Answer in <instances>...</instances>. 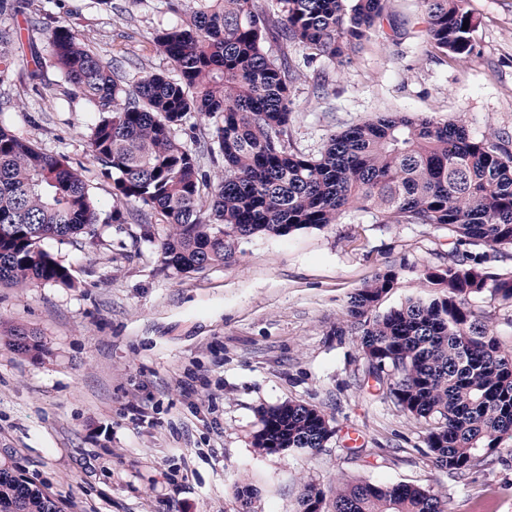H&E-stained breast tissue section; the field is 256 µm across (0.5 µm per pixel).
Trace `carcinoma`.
Masks as SVG:
<instances>
[{"label":"carcinoma","mask_w":512,"mask_h":512,"mask_svg":"<svg viewBox=\"0 0 512 512\" xmlns=\"http://www.w3.org/2000/svg\"><path fill=\"white\" fill-rule=\"evenodd\" d=\"M386 0H176L182 23L154 43L172 77L147 72L127 88L110 65L66 25L47 33V52L65 81L104 113L92 128L91 156L113 176L114 195L161 213L169 226L164 264L178 273L230 260L260 233L284 236L335 224L347 210H372L381 224H438L473 250L424 270L442 293L382 315L376 308L399 279L389 268L357 289L336 335L352 334L367 375L384 399L424 420L440 469L463 474L512 434V351L501 349L467 299L490 291L512 300V276L486 267L512 249V153L493 133L477 140L460 122L383 112L330 137L316 155L288 142L295 70L288 47L344 67L352 49L379 32ZM467 0H421L427 55L463 60L475 23ZM469 20L468 28L463 21ZM278 47L272 54L269 45ZM218 116L209 150L224 178L211 185L196 153L176 137L188 114ZM212 189L208 207L201 193ZM99 215L82 174L65 160L0 128V283L70 281L42 246L92 234ZM19 354L40 355L37 334L5 332ZM260 453L308 452L334 434L320 410L288 402L260 412ZM324 493L304 488L302 512H321ZM332 512H447L416 485L341 482ZM0 512H61L56 501L13 468L0 466Z\"/></svg>","instance_id":"carcinoma-1"}]
</instances>
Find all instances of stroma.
Listing matches in <instances>:
<instances>
[{"instance_id": "35a3bbf8", "label": "stroma", "mask_w": 512, "mask_h": 512, "mask_svg": "<svg viewBox=\"0 0 512 512\" xmlns=\"http://www.w3.org/2000/svg\"><path fill=\"white\" fill-rule=\"evenodd\" d=\"M170 3L22 0L0 16L16 31L13 61L0 63V126L81 171L101 215L94 235L45 243L69 283L0 286V325L33 329L47 348L32 357L0 345V463L61 512H301L305 485L328 495L341 481L417 485L448 512H512V438L464 475L438 469L424 421L386 402L365 379L357 337L336 334L350 295L387 268L400 275L379 312L435 296L423 272L456 247L447 228L351 209L321 229L256 236L228 263L182 274L163 263L168 226L154 210L125 202V223L109 221L113 179L89 151L98 115L46 56V34L71 26L129 86L147 71L174 72L152 43L182 20ZM467 8L474 50L462 61L426 56L418 0H389L385 36L346 67L305 63L289 47L291 145L316 154L353 124L403 111L463 121L477 138L497 133L512 150V0ZM215 123L192 113L177 132L211 178L224 171L202 150ZM468 307L512 350V302L486 291ZM288 401L321 410L333 436L312 454L259 453L260 410Z\"/></svg>"}]
</instances>
